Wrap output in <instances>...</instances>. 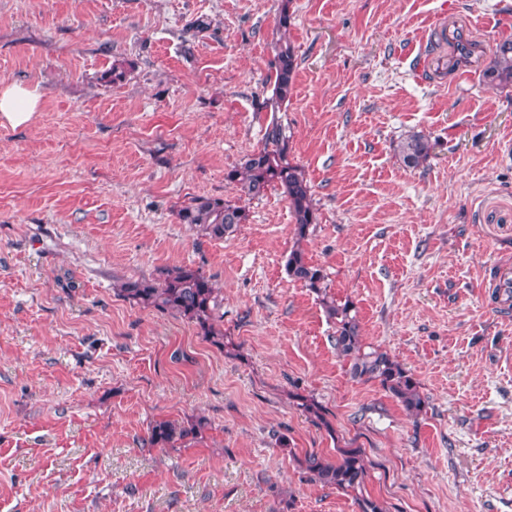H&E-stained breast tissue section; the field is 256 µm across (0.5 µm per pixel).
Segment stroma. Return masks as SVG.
Returning <instances> with one entry per match:
<instances>
[{"label":"stroma","instance_id":"35a3bbf8","mask_svg":"<svg viewBox=\"0 0 512 512\" xmlns=\"http://www.w3.org/2000/svg\"><path fill=\"white\" fill-rule=\"evenodd\" d=\"M281 6L0 0V79L40 97L29 124L0 125V512H361L362 495L512 512V87L420 69L444 18L490 57L512 0H291L284 31ZM283 37L296 80L277 106ZM274 121L311 186L301 243L281 190L225 179ZM416 132L433 149L413 168L398 146ZM198 196L247 222L201 236L177 217ZM298 244L364 349L413 374L422 414L352 376L284 271ZM175 265L220 288L223 346L114 291ZM196 416L201 437L149 444L154 421ZM342 448L370 464L362 493L302 464Z\"/></svg>","mask_w":512,"mask_h":512}]
</instances>
